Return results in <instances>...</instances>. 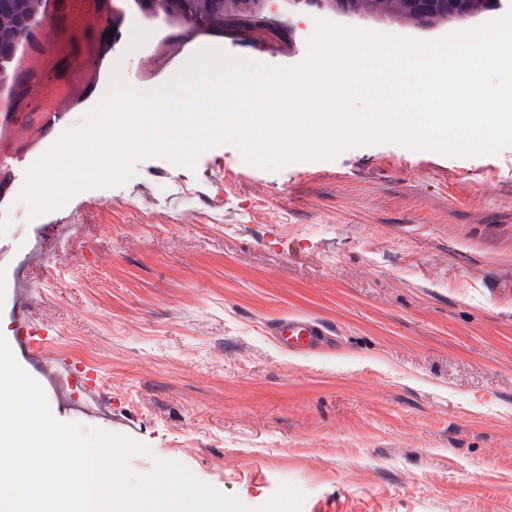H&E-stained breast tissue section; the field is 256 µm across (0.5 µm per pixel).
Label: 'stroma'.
Returning <instances> with one entry per match:
<instances>
[{
    "label": "stroma",
    "instance_id": "1",
    "mask_svg": "<svg viewBox=\"0 0 512 512\" xmlns=\"http://www.w3.org/2000/svg\"><path fill=\"white\" fill-rule=\"evenodd\" d=\"M500 2L420 29L275 0L282 37L202 28L198 47L292 67L322 17L431 41L512 12ZM183 29L126 0L122 84L157 89L153 62ZM22 189L0 170V335L15 336V275L40 277L31 349L90 372L112 419L50 411L149 446L134 474L176 461L249 507L285 482L301 512H512V146L385 142L267 169L223 143L191 169L139 160L34 218ZM286 313L332 327V346L281 350L264 326Z\"/></svg>",
    "mask_w": 512,
    "mask_h": 512
}]
</instances>
